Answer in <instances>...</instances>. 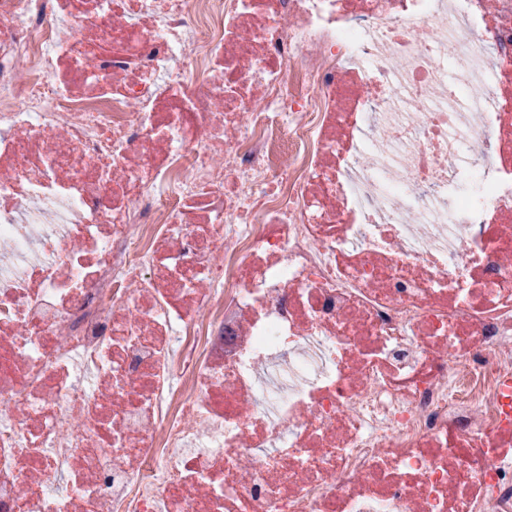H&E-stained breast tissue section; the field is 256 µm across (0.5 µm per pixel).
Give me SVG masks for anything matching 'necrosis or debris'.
I'll use <instances>...</instances> for the list:
<instances>
[{"label": "necrosis or debris", "mask_w": 512, "mask_h": 512, "mask_svg": "<svg viewBox=\"0 0 512 512\" xmlns=\"http://www.w3.org/2000/svg\"><path fill=\"white\" fill-rule=\"evenodd\" d=\"M0 512H512V0H0Z\"/></svg>", "instance_id": "4bbe7bcc"}]
</instances>
